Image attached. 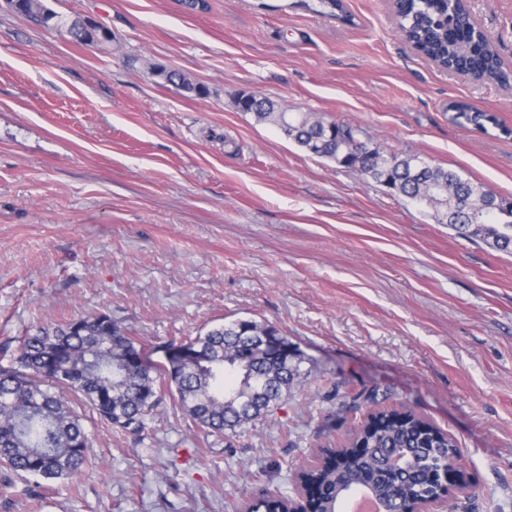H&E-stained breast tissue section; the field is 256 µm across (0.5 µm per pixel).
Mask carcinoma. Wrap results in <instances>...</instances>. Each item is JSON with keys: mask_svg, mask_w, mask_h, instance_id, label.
Listing matches in <instances>:
<instances>
[{"mask_svg": "<svg viewBox=\"0 0 512 512\" xmlns=\"http://www.w3.org/2000/svg\"><path fill=\"white\" fill-rule=\"evenodd\" d=\"M14 11L40 25L65 30L77 41H108L104 29L70 21L45 0H9ZM402 36L450 70L465 69L487 83L509 84L492 41L478 34L463 0H403L397 15ZM157 75L178 90L198 97L208 90L182 73L161 69ZM243 112L271 122L302 150L332 160L367 176L409 200L430 206L440 224L465 237H478L490 247L512 251V202L481 182L431 165L418 155L374 156L357 151L358 129L328 122L311 112H279L267 98L243 94ZM454 120L485 131L500 126L496 116L468 105L452 106ZM287 337L269 321L237 319L211 326L188 344L208 352L204 362L179 367L120 358L143 350L122 323L100 312L77 315L57 325H41L21 338L19 355L0 367V469L39 477L47 482L77 478L88 461L84 425L70 402L45 387L49 382L87 403L100 421L121 433L137 435L161 402L162 388L176 397L183 412L207 435L233 438L254 425L288 396L299 376L293 357L272 364L253 354V337ZM374 409L355 430L341 460L305 473L315 488V512H338L353 490H372L389 512L406 508L405 495L425 498L436 490V478L458 460L454 438L438 428L425 429V419L412 410L378 405L377 396L360 392L348 411L362 404ZM289 497L265 494L256 503L267 512H283Z\"/></svg>", "mask_w": 512, "mask_h": 512, "instance_id": "1", "label": "carcinoma"}]
</instances>
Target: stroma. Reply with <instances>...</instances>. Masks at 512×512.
Wrapping results in <instances>:
<instances>
[{
	"label": "stroma",
	"instance_id": "stroma-1",
	"mask_svg": "<svg viewBox=\"0 0 512 512\" xmlns=\"http://www.w3.org/2000/svg\"><path fill=\"white\" fill-rule=\"evenodd\" d=\"M46 2L111 39L72 42L0 0V366L31 326L105 312L157 362L202 327L267 320L300 375L231 439L168 394L142 439L76 405L82 474L0 471V512H241L258 491L294 494L318 448L347 442L362 390L458 442L469 487L453 512H512V255L236 106L249 93L352 124L512 201V84L438 67L391 0L333 16L319 0ZM470 7L512 69V0ZM455 103L499 127L460 125ZM156 75L162 77L167 84L173 85L178 90L194 93L198 97L208 95V90L205 87L192 83L180 72L161 69L157 71Z\"/></svg>",
	"mask_w": 512,
	"mask_h": 512
}]
</instances>
